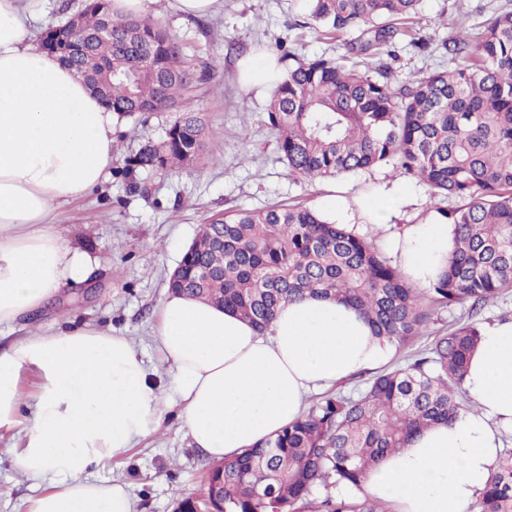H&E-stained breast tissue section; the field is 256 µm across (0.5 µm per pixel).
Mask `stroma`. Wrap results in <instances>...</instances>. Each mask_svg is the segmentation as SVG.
<instances>
[{
    "mask_svg": "<svg viewBox=\"0 0 512 512\" xmlns=\"http://www.w3.org/2000/svg\"><path fill=\"white\" fill-rule=\"evenodd\" d=\"M505 2L423 0L413 28L430 45L421 50L409 37H399L389 60L395 80L447 65L442 41L461 25L477 31ZM149 17L179 40L205 73L191 108L212 132L205 144L208 158L177 172L138 173L142 189L135 193L126 179L108 175L90 194L58 210L61 238L93 263L88 279L64 287L34 315L0 325V344L33 331L53 332L69 322L88 324L133 339L161 386L167 365L155 342L157 310L168 292L167 279L199 225L229 210L274 204L314 208L329 195H370L387 180L417 188L421 198L428 188L391 162L316 180L289 172L268 124L269 96L240 85L238 66L247 56L275 51L280 42L302 59L346 53L350 35L330 38L314 26H302L300 0H223L218 12L203 18L181 17L168 0H158ZM173 119L171 113L157 112L143 125L122 122L116 129L122 156L135 154L146 142L163 141ZM20 431L17 424L0 426V512H24L36 493L31 481L13 472L6 452ZM208 463L170 412L136 448L88 472L125 484L137 512H172L176 498L204 494Z\"/></svg>",
    "mask_w": 512,
    "mask_h": 512,
    "instance_id": "obj_1",
    "label": "stroma"
}]
</instances>
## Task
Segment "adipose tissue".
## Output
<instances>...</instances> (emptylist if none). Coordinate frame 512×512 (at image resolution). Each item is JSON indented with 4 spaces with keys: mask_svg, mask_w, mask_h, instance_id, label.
Here are the masks:
<instances>
[{
    "mask_svg": "<svg viewBox=\"0 0 512 512\" xmlns=\"http://www.w3.org/2000/svg\"><path fill=\"white\" fill-rule=\"evenodd\" d=\"M39 15L35 0H0V325L86 277L88 257L62 240L53 214L105 180L116 148L112 111L31 45ZM410 194L395 182L354 206L326 197L320 213L349 229L360 218L386 225ZM452 242V225L433 212L397 227L388 254L408 283L426 288ZM158 315L155 340L168 365L162 388L132 340L87 325L36 331L0 349V425L25 422L10 464L41 487L26 512H137L125 485L86 470L156 432L169 406L194 448L230 458L295 420L312 391L383 366L395 349L334 298L286 303L262 332L172 293ZM25 373L39 379L36 399L21 388ZM464 387L468 404L369 472L367 494L392 512H469L497 465L503 431H512V320L483 326Z\"/></svg>",
    "mask_w": 512,
    "mask_h": 512,
    "instance_id": "1",
    "label": "adipose tissue"
}]
</instances>
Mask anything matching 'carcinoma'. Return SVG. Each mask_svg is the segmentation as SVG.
Listing matches in <instances>:
<instances>
[{"mask_svg": "<svg viewBox=\"0 0 512 512\" xmlns=\"http://www.w3.org/2000/svg\"><path fill=\"white\" fill-rule=\"evenodd\" d=\"M421 0H306L310 19L328 35L359 32L349 54L320 56L287 68L267 106L277 149L290 172L334 177L391 160L425 183L431 198L453 199L435 212L455 226L454 247L436 282L422 291L404 279L373 242L299 205L238 209L200 226L168 288L236 312L263 329L286 301L321 295L356 309L374 335L401 347L426 334L436 309L469 305L478 315L512 288V6L497 9L477 35L443 42L469 63L396 85L383 54L402 34ZM81 27L112 29V41L84 46L63 20L44 31L41 49L69 69L81 58L112 69L98 98L117 122L147 112L178 117L159 146L124 159L118 173L178 170L194 163L206 126L190 104L203 72L161 25L84 0ZM224 225V244L215 238ZM209 270L208 278L202 271ZM481 325L431 333L429 348L405 368L381 371L357 395L324 397L274 438L224 461L222 512H391L362 486L384 457L411 437L451 420L465 395L469 357ZM318 485L336 495L311 499ZM188 512L211 501L180 497ZM478 512H512V450L480 496Z\"/></svg>", "mask_w": 512, "mask_h": 512, "instance_id": "1", "label": "carcinoma"}]
</instances>
